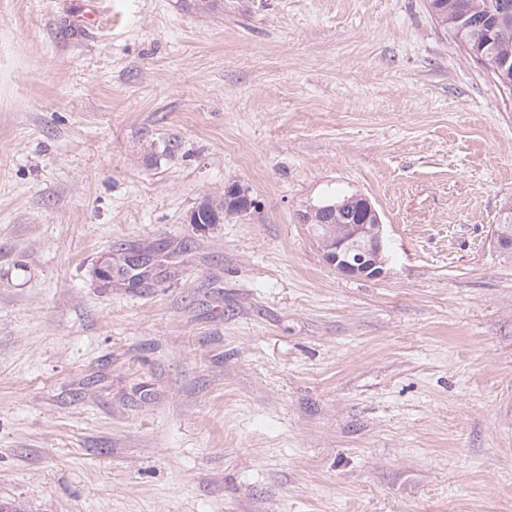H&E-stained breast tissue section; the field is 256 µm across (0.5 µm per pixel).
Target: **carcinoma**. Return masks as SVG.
<instances>
[{
  "instance_id": "carcinoma-1",
  "label": "carcinoma",
  "mask_w": 512,
  "mask_h": 512,
  "mask_svg": "<svg viewBox=\"0 0 512 512\" xmlns=\"http://www.w3.org/2000/svg\"><path fill=\"white\" fill-rule=\"evenodd\" d=\"M432 18L472 58L512 66V0H428Z\"/></svg>"
}]
</instances>
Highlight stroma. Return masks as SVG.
<instances>
[{
    "mask_svg": "<svg viewBox=\"0 0 512 512\" xmlns=\"http://www.w3.org/2000/svg\"><path fill=\"white\" fill-rule=\"evenodd\" d=\"M336 194L384 277L299 223ZM510 205L512 94L427 0H0V501L512 512ZM351 196H343V201L313 206L302 212L299 219L302 224H310L312 214L319 212L327 217L325 225L340 224L350 203H357L363 214L362 222L351 224L356 223L361 216L356 209L344 215L349 224L338 227L335 240L329 246L321 247L322 258L341 275L360 279L381 278L386 274L389 262L385 224H382L378 212L368 198L362 195ZM370 219L373 221L372 224H369ZM324 224L311 226L320 234V228Z\"/></svg>",
    "mask_w": 512,
    "mask_h": 512,
    "instance_id": "1",
    "label": "stroma"
}]
</instances>
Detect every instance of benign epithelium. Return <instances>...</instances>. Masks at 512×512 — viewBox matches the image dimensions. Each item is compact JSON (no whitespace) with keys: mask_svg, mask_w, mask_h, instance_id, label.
Here are the masks:
<instances>
[{"mask_svg":"<svg viewBox=\"0 0 512 512\" xmlns=\"http://www.w3.org/2000/svg\"><path fill=\"white\" fill-rule=\"evenodd\" d=\"M352 202L358 204L363 214L362 222L343 226V214ZM315 212L326 216L325 223L338 224L335 240L321 249L322 258L328 265L352 278L377 279L386 274L389 262L386 227L368 198L354 195L339 202L313 206L300 214L301 223H311V216Z\"/></svg>","mask_w":512,"mask_h":512,"instance_id":"benign-epithelium-1","label":"benign epithelium"}]
</instances>
